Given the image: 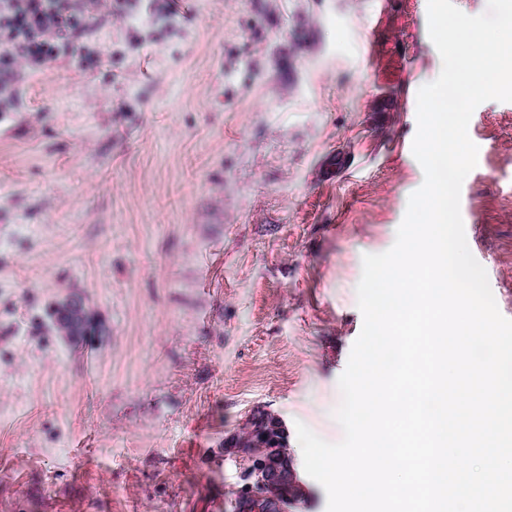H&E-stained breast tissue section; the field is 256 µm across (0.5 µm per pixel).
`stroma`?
Wrapping results in <instances>:
<instances>
[{"label":"stroma","instance_id":"1","mask_svg":"<svg viewBox=\"0 0 512 512\" xmlns=\"http://www.w3.org/2000/svg\"><path fill=\"white\" fill-rule=\"evenodd\" d=\"M97 65H85L87 55ZM427 0H148L98 19L0 112V512H224L226 442L278 418L297 512L363 318L362 257L423 183ZM470 252L512 319V102L474 111ZM91 315L69 340L52 314ZM90 320L84 305L69 299L58 308L55 328L61 336H83Z\"/></svg>","mask_w":512,"mask_h":512}]
</instances>
